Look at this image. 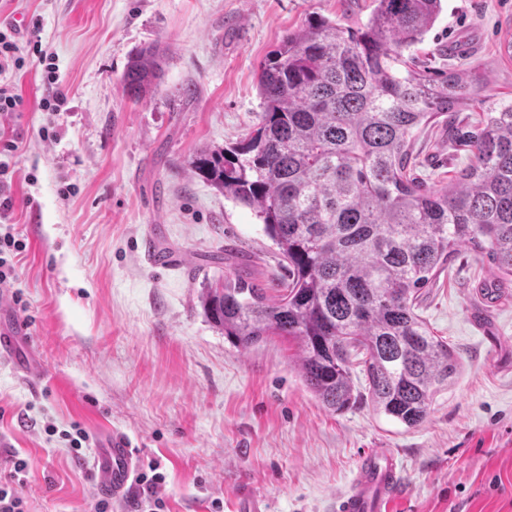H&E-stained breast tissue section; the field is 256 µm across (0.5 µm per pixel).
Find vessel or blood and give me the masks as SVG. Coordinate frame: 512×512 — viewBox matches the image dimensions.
Listing matches in <instances>:
<instances>
[{
  "mask_svg": "<svg viewBox=\"0 0 512 512\" xmlns=\"http://www.w3.org/2000/svg\"><path fill=\"white\" fill-rule=\"evenodd\" d=\"M10 292L0 289V357L14 360V371L25 379L42 372L36 351H23L26 326L17 320L8 305ZM138 460L129 437L120 431L105 435L91 458L95 491L101 496H123L134 482ZM401 489L397 459L389 451L371 450L361 455L354 477L344 492L337 495L334 512H385Z\"/></svg>",
  "mask_w": 512,
  "mask_h": 512,
  "instance_id": "vessel-or-blood-1",
  "label": "vessel or blood"
}]
</instances>
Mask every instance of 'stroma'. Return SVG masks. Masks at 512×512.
<instances>
[{
    "mask_svg": "<svg viewBox=\"0 0 512 512\" xmlns=\"http://www.w3.org/2000/svg\"><path fill=\"white\" fill-rule=\"evenodd\" d=\"M312 12L354 24L371 0H0V24L39 23L68 103L57 142L43 140L37 58L8 74L21 119L0 115L12 158L15 230L26 243L13 290L46 373L38 387L0 361V472L11 451L29 460L21 493L30 512H93L87 463L60 431L117 427L139 464L157 462L170 512H208L255 496L267 512H333L365 449L391 450L403 491L390 512H512V278L462 251L443 268L418 312L460 358L464 372L409 429L365 398L332 412L305 387L294 343L271 337L247 349L203 315L212 282L245 274L268 284L283 273L253 210L224 198L190 166L200 149L246 136L261 112L259 65ZM471 27L461 62L480 102L512 99V0H444L422 50ZM165 50L162 83L134 102L121 77L139 48ZM191 87L184 100L177 91ZM479 102V104H480ZM478 105L455 112L476 125ZM469 154L440 121L419 131L412 158L427 185L444 186ZM179 255L158 268L146 243ZM55 426L48 435L46 426Z\"/></svg>",
    "mask_w": 512,
    "mask_h": 512,
    "instance_id": "stroma-1",
    "label": "stroma"
}]
</instances>
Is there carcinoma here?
<instances>
[{
  "label": "carcinoma",
  "mask_w": 512,
  "mask_h": 512,
  "mask_svg": "<svg viewBox=\"0 0 512 512\" xmlns=\"http://www.w3.org/2000/svg\"><path fill=\"white\" fill-rule=\"evenodd\" d=\"M372 4L353 26L309 14L260 65L259 122L189 162L255 211L288 268L273 302L239 278L201 289L199 302L241 348L270 336L296 344L301 378L326 409L358 400L359 366L374 411L415 428L462 371L417 314L421 290L462 246L512 276V102L485 107L448 186L418 182L415 132L469 99L470 85L461 70L429 72L407 54L442 0ZM163 59L156 44L131 55L130 99L158 91Z\"/></svg>",
  "instance_id": "obj_1"
}]
</instances>
